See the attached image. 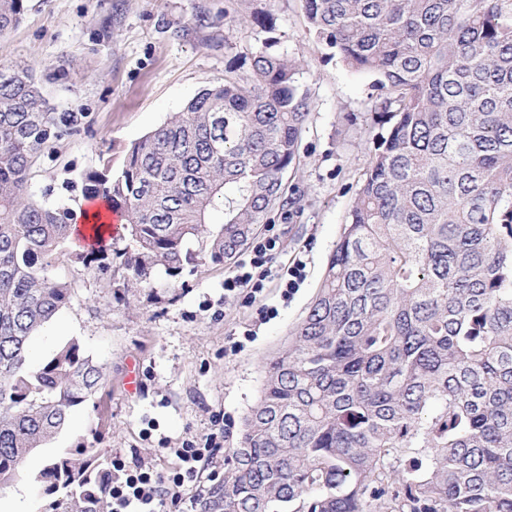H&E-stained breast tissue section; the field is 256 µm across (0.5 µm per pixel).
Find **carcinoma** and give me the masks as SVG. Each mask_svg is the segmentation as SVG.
<instances>
[{
  "label": "carcinoma",
  "mask_w": 512,
  "mask_h": 512,
  "mask_svg": "<svg viewBox=\"0 0 512 512\" xmlns=\"http://www.w3.org/2000/svg\"><path fill=\"white\" fill-rule=\"evenodd\" d=\"M26 0H0V35ZM318 40L375 76L389 125L305 315L268 358L224 477L199 512H512V0H304ZM303 62L255 52L81 191L126 217L118 288L233 260L284 197L312 100ZM77 131L33 69L0 72V491L96 398L103 368L72 339L45 363L32 339L71 301L53 271L74 213L29 193L46 151ZM222 222H210L214 206ZM101 449L46 458L67 490L49 512H100Z\"/></svg>",
  "instance_id": "cac0c4a2"
}]
</instances>
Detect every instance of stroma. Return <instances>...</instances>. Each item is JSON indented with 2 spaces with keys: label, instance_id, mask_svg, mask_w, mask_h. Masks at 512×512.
Returning <instances> with one entry per match:
<instances>
[{
  "label": "stroma",
  "instance_id": "stroma-1",
  "mask_svg": "<svg viewBox=\"0 0 512 512\" xmlns=\"http://www.w3.org/2000/svg\"><path fill=\"white\" fill-rule=\"evenodd\" d=\"M225 0H27L22 22L0 36V69L19 64L36 75L59 73L43 91L56 112L76 117L77 133L56 142L32 179L36 200L77 209L80 178L103 153L120 168L127 148L182 109L189 97L223 80L227 70L245 76L253 54L306 60L302 82L312 111L298 159L284 176L298 206L275 208L258 237L276 238L267 275L254 299L225 296L233 263H200L170 279L155 271L149 287L115 293L110 274H84L67 264L58 276L75 281V293L55 323L33 345L42 359L78 340L103 367L107 384L95 404L75 408L47 450L85 444L105 461L145 463L170 474L171 449L184 442L211 445L200 480L183 489L167 512H189L210 480L224 474V450L238 438L244 416L260 395L267 358L305 314L374 141L386 134L372 110L373 76L345 66L309 28L303 0H239L236 22L224 20ZM272 28L255 26L253 13ZM302 278L292 293L281 285L296 264ZM275 308L259 321L261 308ZM140 388H123L130 365Z\"/></svg>",
  "mask_w": 512,
  "mask_h": 512
}]
</instances>
